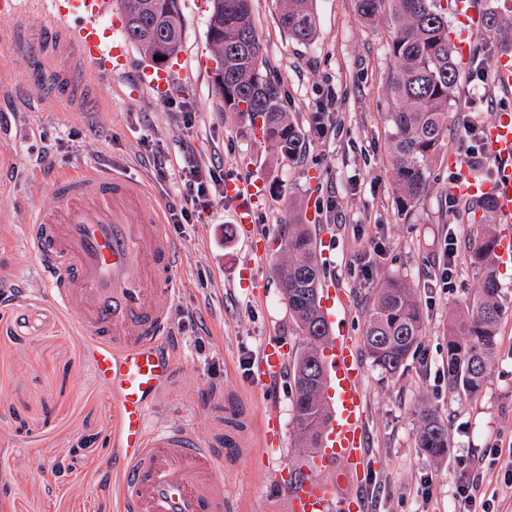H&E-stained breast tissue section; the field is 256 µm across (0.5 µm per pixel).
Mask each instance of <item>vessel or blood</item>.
Returning <instances> with one entry per match:
<instances>
[{
    "label": "vessel or blood",
    "instance_id": "vessel-or-blood-1",
    "mask_svg": "<svg viewBox=\"0 0 512 512\" xmlns=\"http://www.w3.org/2000/svg\"><path fill=\"white\" fill-rule=\"evenodd\" d=\"M45 6V40L16 43L27 61L41 60L46 45L77 59L48 99L68 100L72 89L126 69L127 42L114 38L106 22L111 0H0V17L14 18L30 6ZM454 14L481 30L473 0H453ZM493 81L512 88V50L492 62ZM486 151L497 159L493 180L478 181L457 166L455 193L492 199L502 230L495 244L499 266L512 265V113L505 111L484 131ZM50 211H37L25 241L46 280V298L72 315L85 339V354L112 398L113 456L104 464L117 512H224V479L217 465L224 436L198 439L186 425L167 419L177 362L163 342L172 330V307L181 286L179 247L164 231L165 208L145 183L104 166L86 164L57 173L49 183ZM227 197L239 203L236 224L255 236L259 181L227 180ZM322 306L335 322L342 295L335 281L323 283ZM286 338L262 349L259 382L277 378L287 363ZM332 418L320 448L306 456L304 476L272 473L276 494L289 512H366L358 493L372 466L366 443L362 366L344 332H335L324 351Z\"/></svg>",
    "mask_w": 512,
    "mask_h": 512
}]
</instances>
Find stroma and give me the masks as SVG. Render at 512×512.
I'll return each instance as SVG.
<instances>
[{
	"mask_svg": "<svg viewBox=\"0 0 512 512\" xmlns=\"http://www.w3.org/2000/svg\"><path fill=\"white\" fill-rule=\"evenodd\" d=\"M251 5L265 69L305 135L297 162L276 157L243 118L225 110L207 42L210 12L197 0H177L182 48L172 62L177 89L170 100L158 101L145 87L150 62L135 47L126 70L90 87L89 102L66 110L44 102L34 112L0 102V512H115L101 471L110 453L111 401L84 356L74 318L43 301L46 285L24 248L23 228L31 208L51 207L54 172L90 163L151 179L159 159L174 168L195 162L221 176L209 186L208 209L165 231L179 246L184 278L168 338L178 356L170 411L199 438L223 431L225 512H286L271 467L297 468L305 454L292 421V369L268 385L254 378L268 338L287 337L295 355L307 344L274 273L273 238L292 211L313 234L332 238L321 268L341 290L336 318L363 366L373 459L369 512H462L456 488L471 473L483 477L489 512H512V459L494 453L512 447V270L500 275L507 312L499 354L475 400L449 388L444 360L448 320L479 288L481 275L461 256L449 290L433 285L441 238L455 232L462 248L473 233L466 213L448 209L450 161L468 160L461 122L467 117L482 128L512 108V89L472 78L474 57L491 61L501 52L498 30L483 28L461 59L448 137L431 162L427 190L404 213L390 159L389 12L367 19L358 0H314L317 35L303 45L280 29L275 0ZM0 71L36 96L62 68L52 54L24 61L7 39L0 41ZM330 95L335 107L323 108ZM468 162L480 180L496 172L487 153ZM230 177L264 183L259 247L238 235V204L224 195ZM254 268L266 283L257 292L248 288ZM392 278L414 284L424 317L418 347L394 376L374 366L363 343L374 296ZM424 404L436 407L448 427V455L439 462L417 446L416 411ZM271 411L282 441L267 454L258 433Z\"/></svg>",
	"mask_w": 512,
	"mask_h": 512,
	"instance_id": "35a3bbf8",
	"label": "stroma"
}]
</instances>
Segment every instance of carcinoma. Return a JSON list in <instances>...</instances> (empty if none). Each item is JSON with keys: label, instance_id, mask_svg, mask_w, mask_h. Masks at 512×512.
Masks as SVG:
<instances>
[{"label": "carcinoma", "instance_id": "1", "mask_svg": "<svg viewBox=\"0 0 512 512\" xmlns=\"http://www.w3.org/2000/svg\"><path fill=\"white\" fill-rule=\"evenodd\" d=\"M176 0H119L125 34L152 59L158 42L179 53L182 24ZM388 6L392 22L391 54L395 66L389 92L396 108L389 113L392 166L397 206L402 212L416 205L427 190L430 162L448 133V112L457 82L454 46L448 40V17L441 0H358L362 16L372 18ZM280 29L292 40L314 42L318 17L313 0H278ZM484 24L503 31L512 44V17L495 10ZM213 55L224 60V108L246 118L253 131L276 156L296 162L305 151L299 124L280 105V91L263 69L261 40L251 19V0H210L208 30ZM475 225L466 259L481 273L480 288L466 298L448 330V386L473 400L484 391L489 370L498 356L499 331L505 315L494 253L497 224L493 203L478 201L468 208ZM279 252L284 259L275 272L288 309L308 343L294 363L293 423L300 446L318 447L328 417L326 378L321 347L328 325L320 312L321 268L309 225L295 214L279 228ZM423 315L414 288L391 279L378 289L364 332L373 364L395 374L419 344ZM418 447L436 461L448 455V429L436 409L419 410Z\"/></svg>", "mask_w": 512, "mask_h": 512}]
</instances>
